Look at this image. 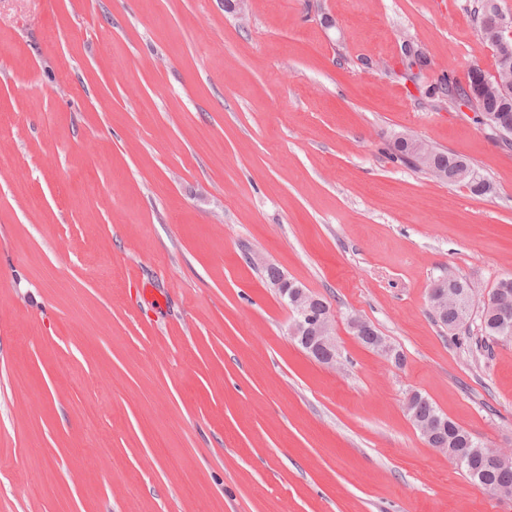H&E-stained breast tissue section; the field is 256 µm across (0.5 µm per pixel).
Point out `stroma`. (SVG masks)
<instances>
[{
    "mask_svg": "<svg viewBox=\"0 0 512 512\" xmlns=\"http://www.w3.org/2000/svg\"><path fill=\"white\" fill-rule=\"evenodd\" d=\"M474 6L251 0L242 25L224 0H0V512H512L404 407L512 453V341L429 305L512 275V146L429 93L494 71ZM257 256L334 311L336 366ZM435 165L438 170V174H431L438 181L448 182L449 185L453 184H464L471 192L475 195H483L489 190V185L483 178L484 184L487 190H473L470 188L467 182H462L458 179L459 170L462 167L468 166L461 170V178L467 179L470 182L478 180L479 174L474 171L475 169L464 157L449 151H442L434 149ZM473 168V169H472ZM476 170V169H475ZM436 283H440L441 287L448 292L439 289L437 286H434L431 290L430 305L436 317L448 312V316L438 318L437 321L448 329L457 328L469 315L455 304L448 305V295L465 290L467 282L458 278H448L438 280ZM350 328L352 329L354 335L361 341L367 343L369 346H373L375 350L379 351L381 354L385 356L384 350L388 351L387 347H383V340L378 336V334L373 330L372 325L367 321L354 317L350 319Z\"/></svg>",
    "mask_w": 512,
    "mask_h": 512,
    "instance_id": "1",
    "label": "stroma"
}]
</instances>
